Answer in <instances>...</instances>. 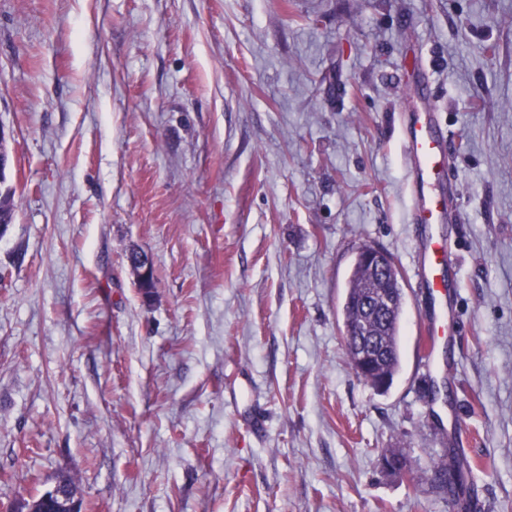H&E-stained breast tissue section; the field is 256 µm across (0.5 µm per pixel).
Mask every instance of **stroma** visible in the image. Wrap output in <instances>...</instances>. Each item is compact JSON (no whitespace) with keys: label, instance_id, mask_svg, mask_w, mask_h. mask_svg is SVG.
Segmentation results:
<instances>
[{"label":"stroma","instance_id":"35a3bbf8","mask_svg":"<svg viewBox=\"0 0 512 512\" xmlns=\"http://www.w3.org/2000/svg\"><path fill=\"white\" fill-rule=\"evenodd\" d=\"M421 79L447 224L410 221ZM0 129V512L61 475L83 512H458L445 448L470 512H512V0H0ZM433 236L454 298L428 364ZM364 245L405 292L383 394L343 351ZM446 258L448 259V245L440 242L429 243L427 252L417 266V276L430 289L429 299H433V292L442 289L444 292L451 288L449 275L446 274ZM129 266L135 276L137 287L144 299H149L153 288L149 285V274L152 267L151 263L143 256L132 257L129 259Z\"/></svg>","mask_w":512,"mask_h":512}]
</instances>
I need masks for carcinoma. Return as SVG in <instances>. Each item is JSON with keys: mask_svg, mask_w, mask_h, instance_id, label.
<instances>
[{"mask_svg": "<svg viewBox=\"0 0 512 512\" xmlns=\"http://www.w3.org/2000/svg\"><path fill=\"white\" fill-rule=\"evenodd\" d=\"M397 265H391L387 273L379 275L369 268L363 266L359 260H354L347 282V291L342 307L343 323L345 332H353V335L345 337L344 351L349 362L356 359L358 337L354 332L365 336V339L374 343L379 351V359L375 361L372 368L367 369L359 375V378L366 383L375 384L383 379L388 384H393L394 377L400 368L401 345V311L404 301V291ZM393 294V306L388 317L381 321L372 319L366 315L363 308L358 306V300L368 298L375 302L383 294ZM435 489L443 494H448V470L446 462L440 461L433 466Z\"/></svg>", "mask_w": 512, "mask_h": 512, "instance_id": "carcinoma-1", "label": "carcinoma"}]
</instances>
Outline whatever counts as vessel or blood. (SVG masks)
<instances>
[{"label":"vessel or blood","mask_w":512,"mask_h":512,"mask_svg":"<svg viewBox=\"0 0 512 512\" xmlns=\"http://www.w3.org/2000/svg\"><path fill=\"white\" fill-rule=\"evenodd\" d=\"M435 109L432 99L421 97L419 104L411 109L402 139L403 152L411 165L412 218L415 223L425 225L442 224L452 216V199L445 188L450 181L448 157L443 149V137L433 119ZM447 256L446 244H429L417 266V276L426 288L450 289L446 274Z\"/></svg>","instance_id":"obj_1"}]
</instances>
